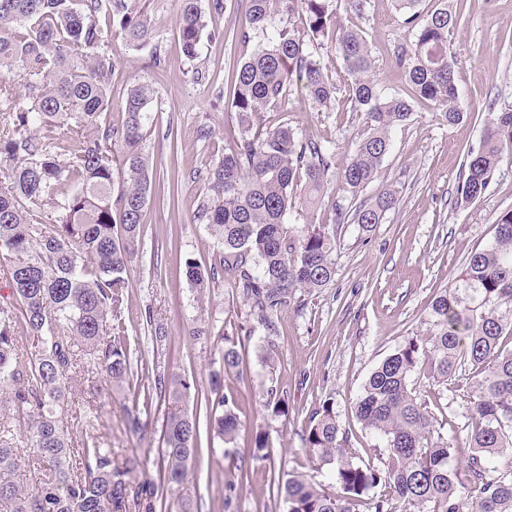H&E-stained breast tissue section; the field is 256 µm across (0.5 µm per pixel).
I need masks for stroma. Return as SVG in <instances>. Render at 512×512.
<instances>
[{
	"label": "stroma",
	"instance_id": "1",
	"mask_svg": "<svg viewBox=\"0 0 512 512\" xmlns=\"http://www.w3.org/2000/svg\"><path fill=\"white\" fill-rule=\"evenodd\" d=\"M164 62L149 66L148 50L109 45L117 57L112 100L120 102L130 85H151L154 99L144 130V146L156 173L145 209L139 255L129 266L122 322L135 377L155 374L192 378L209 388L220 376L225 394L247 428L234 446L217 438L203 442L191 467L192 491L203 512H284L272 493L270 471L295 472L316 484L330 471L306 452L301 434L310 413L331 402L349 446L365 462L377 463L376 440L355 416L360 388L372 369L408 336L423 331L430 303L448 287L477 245L487 242L493 223L512 208V155L504 157L481 199L457 204L462 165L478 145L488 113L512 107V0H448L462 21L448 37L457 65L455 82L462 121L447 125L431 102L416 101L411 119L392 128L391 147L375 182L362 192L370 199L395 190L398 202L372 231L344 222L336 231V273L327 288L296 292L272 318L256 324L249 305L228 279L198 297L188 284L187 260L208 265L217 246L196 221L208 166L222 157L239 129L230 90L240 62L235 38L244 19L242 0H227L222 13L209 15L216 38H203L198 56L187 60L177 38V0H141ZM371 45L383 94L405 93L404 76L390 63L397 44L412 34L394 15L391 0H370L364 16L341 15ZM337 112H319L304 94L292 93L264 114L269 127L285 124L299 135L330 142L334 171L348 162L366 131L361 113L349 101ZM152 309L167 331L151 334L143 321ZM241 354L227 371L220 356L228 345ZM472 374L460 372L455 394L426 374L413 376V388L434 414L436 429L451 438L465 435ZM282 390L286 408L274 414L270 389ZM100 418L93 425L70 420L74 434L88 430L107 443L116 460L129 459L132 483L154 478L161 444L162 407L144 408L132 392L102 390ZM146 414L148 431L133 430L130 417ZM265 431L272 460L254 458L247 433Z\"/></svg>",
	"mask_w": 512,
	"mask_h": 512
}]
</instances>
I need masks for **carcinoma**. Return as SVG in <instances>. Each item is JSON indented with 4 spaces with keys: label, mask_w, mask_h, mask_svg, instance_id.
I'll use <instances>...</instances> for the list:
<instances>
[{
    "label": "carcinoma",
    "mask_w": 512,
    "mask_h": 512,
    "mask_svg": "<svg viewBox=\"0 0 512 512\" xmlns=\"http://www.w3.org/2000/svg\"><path fill=\"white\" fill-rule=\"evenodd\" d=\"M413 40L398 44L391 63L411 88L406 96L378 89L375 61L362 31L339 23L338 10L359 15L368 0H245L241 48L254 35L267 43L244 54L233 80L231 109L239 135L206 171L207 193L196 218L221 249L219 264L186 262L198 295L224 273L250 304L259 325L296 291L328 286L336 269L330 225L345 220L331 198L329 223L316 221L325 204L334 153L281 125L266 128L261 113L296 89L317 111L335 110L337 84L317 59L328 47L349 77L348 99L364 115L367 134L337 175L355 197L375 181L390 149V131L407 121L417 99L435 103L445 122L463 119L457 106L448 34L461 21L448 0L421 13L423 0H392ZM178 38L194 60L208 31L203 0H178ZM303 18V31L291 19ZM112 35L140 50L152 40L136 0H0V253L8 256L9 294L0 296V476L33 468L35 484L0 479V512H201L189 490L190 465L201 442L200 420L185 409L194 396L205 407L206 434L230 444L242 431L234 401L220 384L199 390L182 376L158 374L144 397L167 408L157 479L134 486L112 449L68 429L72 371L84 365L121 388L133 377L121 322L129 264L138 254L153 184L143 147L153 90L135 83L122 98V124L107 122L112 104ZM23 93H18V90ZM512 154V109L488 113L479 145L467 152L457 193L470 204L488 189ZM303 186L301 197L294 188ZM300 202L309 215L297 232L285 224ZM397 202L390 189L362 200L351 222L368 232ZM429 328L407 337L368 376L356 398L362 427L380 442L381 466L345 447L325 401L308 418L305 450L331 467V482L272 474L286 512H512V210L494 222V236L467 257L430 307ZM26 333L22 349L19 333ZM470 365L475 382L466 418L467 454L437 432L427 403L410 387L423 369L443 388ZM83 406L99 418L92 382ZM256 458L271 459L268 437L251 436ZM392 494L374 495L380 483Z\"/></svg>",
    "instance_id": "carcinoma-1"
}]
</instances>
